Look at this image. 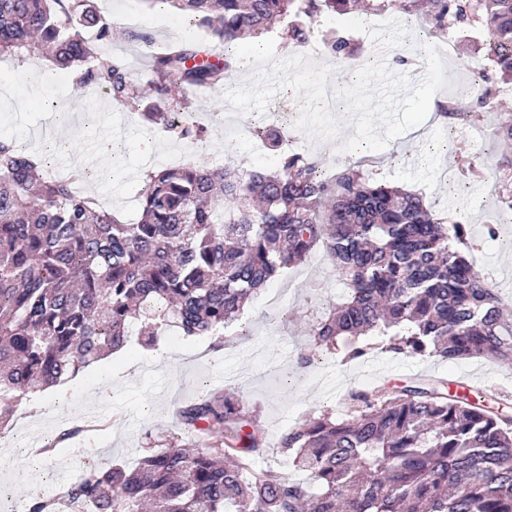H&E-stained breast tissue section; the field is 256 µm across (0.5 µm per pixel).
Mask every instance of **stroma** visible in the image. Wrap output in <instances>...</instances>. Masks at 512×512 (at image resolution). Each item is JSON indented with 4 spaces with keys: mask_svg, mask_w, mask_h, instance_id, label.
Masks as SVG:
<instances>
[{
    "mask_svg": "<svg viewBox=\"0 0 512 512\" xmlns=\"http://www.w3.org/2000/svg\"><path fill=\"white\" fill-rule=\"evenodd\" d=\"M99 5L109 18H123L131 27L147 29L161 43L177 40L187 30L180 17L166 10H151L144 0H99ZM43 62L38 55L24 61H0V101L9 105L0 112V136L22 135L28 145L39 147L43 141L36 138V131L47 128L55 136L69 132L70 150L57 157L55 171L59 174L72 171L74 162L96 153L102 140H118L124 147L122 165L98 184L97 196L126 217L139 214L136 193L141 172L176 166L187 159L216 166L230 155L250 157L248 129L261 116L227 111L223 90L204 96L189 92L191 111L208 127L206 138L192 144L174 140L133 112L114 109L109 100L73 82L57 78L43 87L31 83L28 69ZM484 66L482 57L466 45L454 43L448 66L450 84L437 97L479 113V134L466 153L484 152V167L491 171L506 152L495 131L501 122L512 119V95L499 98L494 111H481L472 93V80ZM267 109L284 113V134L299 152L319 159L325 168L334 170L363 159V152L341 151L336 141L309 144L290 119L299 110L292 90H279ZM447 138L437 124L425 121L379 151L371 172L377 179L423 194L435 209L464 219L481 273L490 281L510 280L512 222L502 220L501 206L489 193L491 180L465 177L455 150L431 151V144ZM489 224L497 225L496 238H487L485 227ZM344 294L331 259L319 252L307 264L283 269L245 305L239 321L229 328L232 343L219 344L214 336L183 337L173 327L160 332L148 347L142 346L138 337H131L122 357L84 369L78 375V386L69 391L73 413L83 417L90 410L108 408L111 422L44 456L38 486L24 480L27 457L15 455L12 469L0 470V512H9L15 504L28 505L36 489L64 491L87 466L131 465L146 443L162 447L169 439L182 437L177 408L215 390L236 392L248 405L259 408L270 446L262 463L277 468H285V458L276 448L280 435L324 412L342 416L345 394L353 387L399 386L417 377L451 381L464 374L483 387L492 404L512 416V365L488 358L443 362L375 349L365 357L348 360L345 351L360 340L343 336L339 353L303 364V356L310 353V324ZM19 410L21 415L12 426L0 430V440L33 433L49 435L64 425L52 396L23 401Z\"/></svg>",
    "mask_w": 512,
    "mask_h": 512,
    "instance_id": "obj_1",
    "label": "stroma"
}]
</instances>
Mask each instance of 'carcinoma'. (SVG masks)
Returning a JSON list of instances; mask_svg holds the SVG:
<instances>
[{
    "instance_id": "cac0c4a2",
    "label": "carcinoma",
    "mask_w": 512,
    "mask_h": 512,
    "mask_svg": "<svg viewBox=\"0 0 512 512\" xmlns=\"http://www.w3.org/2000/svg\"><path fill=\"white\" fill-rule=\"evenodd\" d=\"M169 4L215 38L203 52L184 37L154 51L147 30L124 33L149 61L134 81L129 61L107 50L112 26L96 0H0V59L38 53L112 103L184 141L206 129L185 115V85L219 89L236 69L238 39L275 28L294 43L323 12L354 0H143ZM374 12L424 19L432 34L480 30L487 67L477 93L512 80V0H367ZM327 53L353 56L350 39L322 38ZM435 112L466 126L476 113L439 101ZM278 158L274 171L194 162L149 172L140 216L123 220L55 178L48 163L0 137V427L22 399L39 395L126 345L149 346L174 327L222 336L244 303L276 273L318 250L347 285L344 300L312 322L314 348L342 335L378 337L413 357L512 362V319L475 269L466 225L422 195L377 181L359 161L330 173L276 127L255 131ZM512 208V156L493 172ZM347 414H322L281 435L296 482L256 467L267 452L256 410L231 393L179 410L181 424L209 438L145 448L133 466L90 468L64 493L70 512H512V419L482 397L452 394L445 380L353 390Z\"/></svg>"
}]
</instances>
